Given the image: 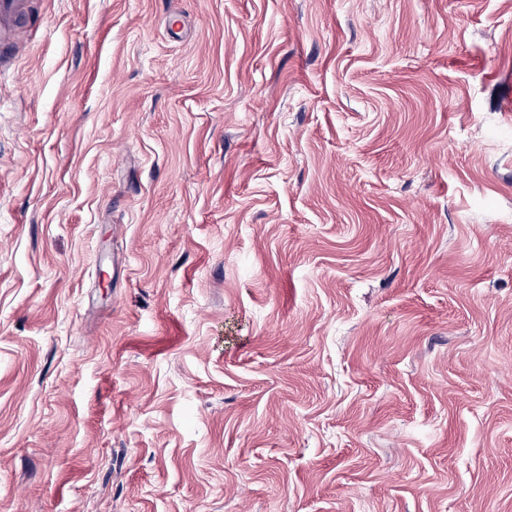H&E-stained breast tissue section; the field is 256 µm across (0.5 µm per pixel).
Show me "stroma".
I'll return each instance as SVG.
<instances>
[{
	"label": "stroma",
	"instance_id": "stroma-1",
	"mask_svg": "<svg viewBox=\"0 0 512 512\" xmlns=\"http://www.w3.org/2000/svg\"><path fill=\"white\" fill-rule=\"evenodd\" d=\"M15 35L0 512H512V0Z\"/></svg>",
	"mask_w": 512,
	"mask_h": 512
}]
</instances>
